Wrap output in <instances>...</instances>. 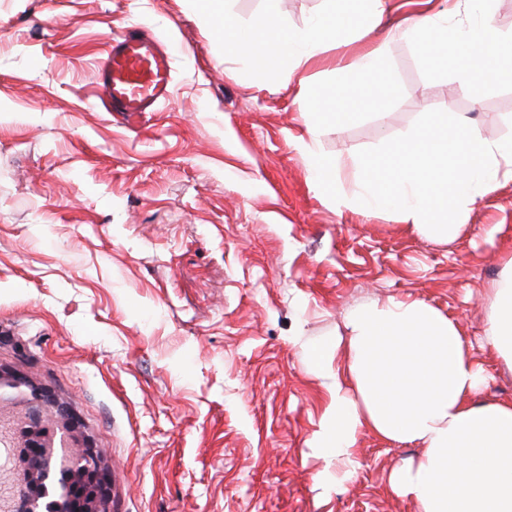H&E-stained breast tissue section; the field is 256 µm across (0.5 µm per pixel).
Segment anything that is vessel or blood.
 <instances>
[{
  "mask_svg": "<svg viewBox=\"0 0 512 512\" xmlns=\"http://www.w3.org/2000/svg\"><path fill=\"white\" fill-rule=\"evenodd\" d=\"M96 83L105 110L136 123L169 96L172 57L154 36L130 30L122 40H108Z\"/></svg>",
  "mask_w": 512,
  "mask_h": 512,
  "instance_id": "1",
  "label": "vessel or blood"
}]
</instances>
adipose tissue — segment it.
I'll use <instances>...</instances> for the list:
<instances>
[{
    "instance_id": "ef3b65f1",
    "label": "adipose tissue",
    "mask_w": 512,
    "mask_h": 512,
    "mask_svg": "<svg viewBox=\"0 0 512 512\" xmlns=\"http://www.w3.org/2000/svg\"><path fill=\"white\" fill-rule=\"evenodd\" d=\"M325 10L300 26L265 0L263 13L243 24L224 0H203L198 15L227 56L259 77L296 82L303 131L296 148L309 160L315 188L331 185L337 170L357 175L353 194L337 193V207L392 213L418 235L446 242L462 219L512 178V138L490 140L447 113H424L397 138H384L375 153L338 160L317 148L321 127L359 120L366 102L349 78L379 80L387 97L398 85L383 46L368 37L381 23L387 0H326ZM466 20L447 11L408 18L406 34L428 46L431 68L453 64L461 86L479 89L512 77V32L495 23L492 0H465ZM350 52L343 80L320 86L307 72L332 50ZM483 345L512 369V260L488 291ZM345 334L300 342L301 357L329 401L310 441L341 480L356 472L358 437L368 432L391 444L419 446L418 460L392 469L393 493L417 512H512V401L477 403L484 369L457 324L421 301L376 300L350 311Z\"/></svg>"
}]
</instances>
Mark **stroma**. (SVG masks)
Masks as SVG:
<instances>
[{
	"mask_svg": "<svg viewBox=\"0 0 512 512\" xmlns=\"http://www.w3.org/2000/svg\"><path fill=\"white\" fill-rule=\"evenodd\" d=\"M442 0H388L372 33L399 86L318 136L366 155L422 113L512 138V81L460 88L397 30ZM137 26L173 48L172 96L136 127L95 103L103 38ZM295 85L254 77L186 0H0V492L26 471L25 414L44 395L53 443L92 444L113 473L107 512H416L390 470L415 445L362 433L356 474L320 479L307 446L327 397L298 338L343 331L372 300H423L483 334L486 290L512 259V181L448 243L316 194L288 140ZM494 235H486V228ZM480 401H512V371L477 350Z\"/></svg>",
	"mask_w": 512,
	"mask_h": 512,
	"instance_id": "stroma-1",
	"label": "stroma"
}]
</instances>
